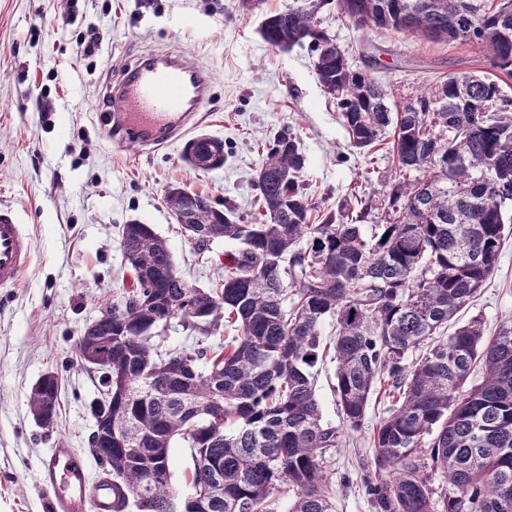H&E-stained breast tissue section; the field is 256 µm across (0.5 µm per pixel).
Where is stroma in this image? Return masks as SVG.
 Segmentation results:
<instances>
[{"label":"stroma","instance_id":"1","mask_svg":"<svg viewBox=\"0 0 512 512\" xmlns=\"http://www.w3.org/2000/svg\"><path fill=\"white\" fill-rule=\"evenodd\" d=\"M296 0H0V208L13 209L34 239L31 263L17 285L0 288V512H48L50 491L40 460L59 444L87 455L92 476L91 411L101 398L99 376L83 365L76 342L106 305L120 302L134 281L119 232L131 219L151 225L192 285L214 287L239 242L199 249L177 224L165 191L179 185L231 206L243 223L262 221L254 177L269 140L284 127L306 157L312 223L341 205L367 211L381 224L396 172L394 137L374 147L351 146L336 98L317 81L308 47L281 50L259 35L262 20ZM322 28L349 52L353 68L369 69L397 103L458 74L483 75L490 65L475 46L430 42L344 18L335 0L318 13ZM93 54L78 47L89 33ZM174 52L212 76L206 118L195 134L224 142V165L191 169L183 142L147 153L114 148L106 109L108 86L137 58ZM482 317L487 333L512 321V236L499 265L461 320ZM59 382L56 421L44 427L28 397L46 373ZM391 405L373 398L362 431L328 453L336 512H371L364 481L374 475L370 434Z\"/></svg>","mask_w":512,"mask_h":512}]
</instances>
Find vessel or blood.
I'll return each instance as SVG.
<instances>
[{
	"instance_id": "b4317fda",
	"label": "vessel or blood",
	"mask_w": 512,
	"mask_h": 512,
	"mask_svg": "<svg viewBox=\"0 0 512 512\" xmlns=\"http://www.w3.org/2000/svg\"><path fill=\"white\" fill-rule=\"evenodd\" d=\"M211 76L202 66L175 54L143 56L127 71L116 95L119 108L109 114L115 144L135 141L157 151L187 134L201 117ZM34 241L13 213L0 209V287L16 285L28 267ZM53 496L50 512H112V482L90 483L83 455L59 446L40 462Z\"/></svg>"
}]
</instances>
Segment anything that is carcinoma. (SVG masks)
<instances>
[{"mask_svg":"<svg viewBox=\"0 0 512 512\" xmlns=\"http://www.w3.org/2000/svg\"><path fill=\"white\" fill-rule=\"evenodd\" d=\"M325 0L264 19L261 35L282 49L306 45L323 90L335 96L351 145L365 148L394 126L390 190L395 217L365 232V213L310 223L295 135H274L255 182L264 220L243 224L232 209L172 186V213L193 209L188 229L206 248L219 239L242 250L216 287L168 275L166 240L149 224L123 225L122 254L136 286L107 305L100 369L112 390L94 409L112 423V445L93 433L92 454L112 477L115 512H334L326 453L364 425L378 388L393 405L372 430L375 472L365 482L372 512H512V324L486 334L474 316L447 336L498 267L512 234V97L501 78L450 76L392 113L387 87L351 67L317 24ZM368 21L432 41L482 48L490 67L512 77V0H361ZM401 15L403 25L387 18ZM193 169L218 161L205 139L184 150ZM177 319L195 332L178 350L160 343ZM336 362L343 426L323 419L314 369ZM236 335L206 343L222 325ZM421 353L414 359L412 355ZM29 407L57 415L58 384L37 381ZM191 452V491L171 487L172 448Z\"/></svg>","mask_w":512,"mask_h":512,"instance_id":"carcinoma-1","label":"carcinoma"}]
</instances>
